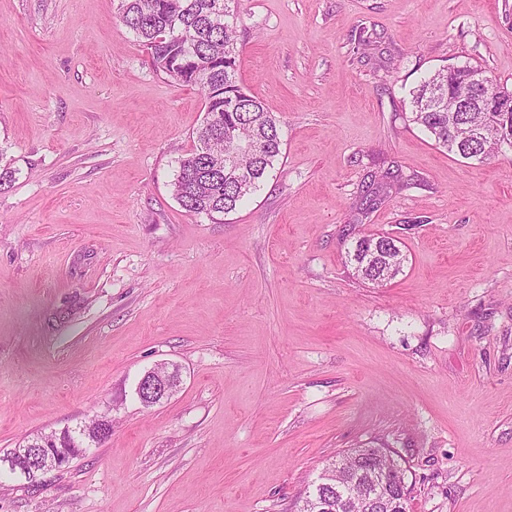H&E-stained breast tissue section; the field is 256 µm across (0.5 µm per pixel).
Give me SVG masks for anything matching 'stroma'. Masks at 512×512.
Masks as SVG:
<instances>
[{"label":"stroma","instance_id":"obj_1","mask_svg":"<svg viewBox=\"0 0 512 512\" xmlns=\"http://www.w3.org/2000/svg\"><path fill=\"white\" fill-rule=\"evenodd\" d=\"M116 13L0 0V455L112 421L65 470H0V512H296L379 446L408 512H512V149L465 160L409 120L445 66L512 88V0H240V82L282 146L219 223L173 192L203 96ZM347 224L399 238L403 274L358 277ZM160 362L181 386L143 406ZM399 176L400 174L395 175L394 172H390V169L384 172L378 180L375 176L362 191L359 197L358 210L364 215L376 211L390 197L391 182L399 181Z\"/></svg>","mask_w":512,"mask_h":512}]
</instances>
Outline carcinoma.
Masks as SVG:
<instances>
[{"mask_svg": "<svg viewBox=\"0 0 512 512\" xmlns=\"http://www.w3.org/2000/svg\"><path fill=\"white\" fill-rule=\"evenodd\" d=\"M235 0H119L117 18L130 29L146 50L153 69L171 80L195 86L205 102L206 117L196 132L195 147L178 161L174 194L188 213L204 214L215 220L236 210L256 190L281 154L278 121L259 99L248 95L238 80ZM477 69L470 65L453 72L442 68L420 81L410 91V121L427 131L435 143L461 158L478 162L501 149L494 138L481 143L460 141L448 118L472 125H498L504 138L512 136V112L448 111L456 96L465 90ZM234 136L256 140L261 150L243 156L237 170H215L209 151L224 149V139ZM399 175L386 171L372 180L359 197L358 210L368 215L389 198L391 183ZM343 236L353 237L347 262L358 276L376 285H386L403 270L405 256L397 239L380 234L357 235L347 224ZM55 448H65L72 458L87 445L69 430L61 432Z\"/></svg>", "mask_w": 512, "mask_h": 512, "instance_id": "carcinoma-1", "label": "carcinoma"}]
</instances>
